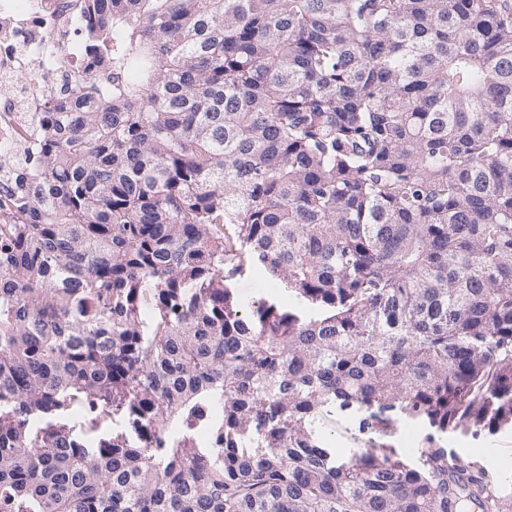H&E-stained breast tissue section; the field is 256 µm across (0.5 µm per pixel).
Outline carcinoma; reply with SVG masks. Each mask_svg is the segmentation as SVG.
Returning <instances> with one entry per match:
<instances>
[{"mask_svg": "<svg viewBox=\"0 0 512 512\" xmlns=\"http://www.w3.org/2000/svg\"><path fill=\"white\" fill-rule=\"evenodd\" d=\"M78 2L95 74L0 158V512H512L434 438L512 428V16ZM235 287L238 300L245 306L255 300L264 299L286 307L289 306L303 316L309 317L317 314V311L306 302L289 296L284 292L282 286L270 279L262 270H256L249 276L238 279ZM350 428V430H347ZM355 425L343 416H336L325 426V438L341 457H350L357 445L351 434L355 432ZM428 433L429 429L423 423L409 424L401 429L397 446L401 448L410 463H414L418 459L421 450L425 447V436ZM408 437L415 440V448L406 447L405 443Z\"/></svg>", "mask_w": 512, "mask_h": 512, "instance_id": "obj_1", "label": "carcinoma"}]
</instances>
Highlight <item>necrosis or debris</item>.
<instances>
[{
    "mask_svg": "<svg viewBox=\"0 0 512 512\" xmlns=\"http://www.w3.org/2000/svg\"><path fill=\"white\" fill-rule=\"evenodd\" d=\"M75 0H0V81L15 94L0 100V146L30 143L44 103L85 77L72 40Z\"/></svg>",
    "mask_w": 512,
    "mask_h": 512,
    "instance_id": "1",
    "label": "necrosis or debris"
}]
</instances>
